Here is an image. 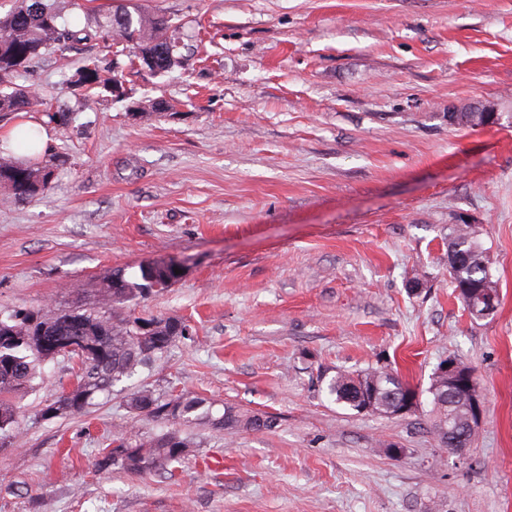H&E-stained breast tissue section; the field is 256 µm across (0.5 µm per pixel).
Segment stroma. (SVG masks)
<instances>
[{
    "instance_id": "1",
    "label": "stroma",
    "mask_w": 512,
    "mask_h": 512,
    "mask_svg": "<svg viewBox=\"0 0 512 512\" xmlns=\"http://www.w3.org/2000/svg\"><path fill=\"white\" fill-rule=\"evenodd\" d=\"M148 5L193 36L172 72L84 95L70 80L85 58L107 68L116 51L93 41L19 80L77 117L48 131L67 158L50 192L0 203V310L76 306L106 270L180 260L136 311L182 318L189 336L129 388L278 425L230 443L201 424L172 472L101 470L113 437L159 425L117 395L37 418L74 380L58 358L21 402V440L0 442V512H512V0ZM152 99L176 116L149 113ZM462 105L500 120L449 125ZM458 214L499 280L478 323L444 264ZM448 357L484 398L462 457L439 446L428 403L391 419L325 392L337 371L380 365L423 390Z\"/></svg>"
}]
</instances>
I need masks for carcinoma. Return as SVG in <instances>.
I'll return each instance as SVG.
<instances>
[{"label": "carcinoma", "instance_id": "carcinoma-1", "mask_svg": "<svg viewBox=\"0 0 512 512\" xmlns=\"http://www.w3.org/2000/svg\"><path fill=\"white\" fill-rule=\"evenodd\" d=\"M110 41L131 52L129 66L138 71L161 75L178 66L185 47L179 27L172 19L150 12L140 0H119L91 15L82 27L64 22L57 0H16L15 7L0 14V116L42 108L48 123L65 128L74 120L68 108L56 110L44 105L29 89L16 84L28 64L51 50L61 53L91 41ZM124 68L115 66L112 77L100 79L93 59L77 73L71 83L94 88L123 86ZM448 124L474 128L487 125L489 112L478 109L445 113ZM64 164L62 156L48 154L41 161L36 154L24 161L0 154V189L4 203L30 202L47 193L56 171ZM174 260L147 261L129 274L124 268L108 270L94 289V301L68 310L43 306L0 314V440L19 436L20 397L43 378V365L61 356L76 361V387L63 391L48 405L53 416L85 412L101 396L112 395L113 388L138 375L168 356L186 337L188 324L173 316L135 317L132 307L152 293L175 285L180 275ZM448 276L473 321L483 315L485 299L499 297L498 280L492 273L487 251L479 241L474 225L464 221L448 227ZM431 376L429 396L431 430L439 445L452 453L470 447L462 439L468 414L467 400L456 398L448 388L436 386ZM376 386L375 402L380 414L394 417L396 402L410 387L398 373L385 367L343 371L331 377L326 393L335 403L358 410L364 402L363 390ZM128 412L147 416L166 425L151 435L138 430L112 439L111 447L99 450L97 466L126 473L148 475L181 462L201 443L182 431L197 423L233 437L241 431H270L277 426L272 415L249 413L226 405L222 414L213 415V405L193 392H180L169 398L148 387H141L123 399Z\"/></svg>", "mask_w": 512, "mask_h": 512}]
</instances>
